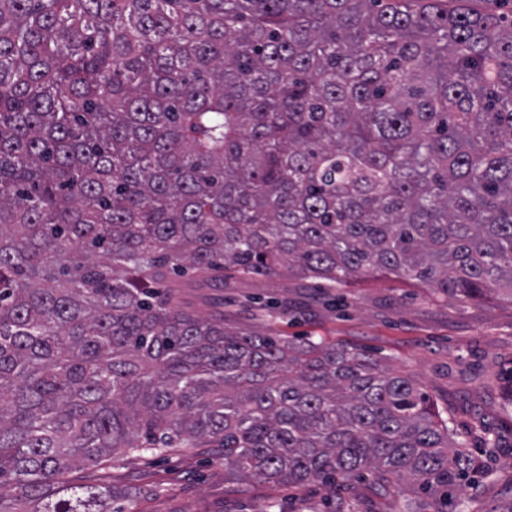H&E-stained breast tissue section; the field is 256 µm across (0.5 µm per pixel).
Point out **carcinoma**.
Here are the masks:
<instances>
[{
    "label": "carcinoma",
    "instance_id": "cac0c4a2",
    "mask_svg": "<svg viewBox=\"0 0 512 512\" xmlns=\"http://www.w3.org/2000/svg\"><path fill=\"white\" fill-rule=\"evenodd\" d=\"M512 298V14L433 0H0V512L72 477L409 485L482 469L409 375L180 304L213 273Z\"/></svg>",
    "mask_w": 512,
    "mask_h": 512
}]
</instances>
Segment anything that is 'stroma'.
Returning a JSON list of instances; mask_svg holds the SVG:
<instances>
[{"label": "stroma", "instance_id": "35a3bbf8", "mask_svg": "<svg viewBox=\"0 0 512 512\" xmlns=\"http://www.w3.org/2000/svg\"><path fill=\"white\" fill-rule=\"evenodd\" d=\"M186 305L223 313L226 327L272 336H312L359 348L409 373L447 419L453 435L486 464L465 482L474 512L512 507V300L438 297L391 275L341 288L225 274L220 288H186ZM112 485L114 512H396L406 492L377 490L370 477L326 489L224 476L217 448H179L163 457L132 454L97 472Z\"/></svg>", "mask_w": 512, "mask_h": 512}]
</instances>
